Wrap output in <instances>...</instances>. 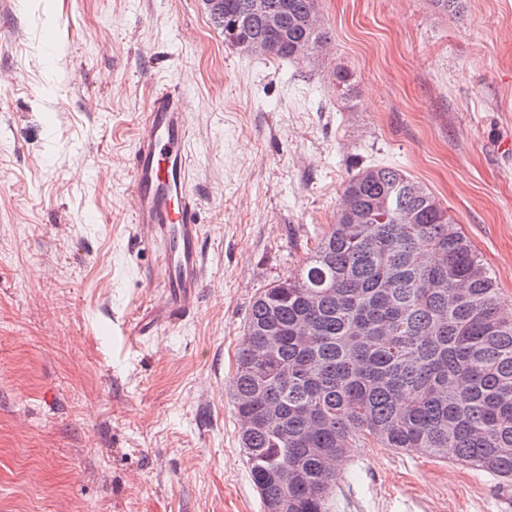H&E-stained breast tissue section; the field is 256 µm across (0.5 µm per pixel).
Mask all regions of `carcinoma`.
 <instances>
[{"mask_svg":"<svg viewBox=\"0 0 512 512\" xmlns=\"http://www.w3.org/2000/svg\"><path fill=\"white\" fill-rule=\"evenodd\" d=\"M224 0V42L281 59L327 41L318 0ZM300 273L254 299L229 394L263 507L328 512L346 448L423 449L512 486V316L471 242L388 166L346 182ZM288 471V483L279 481Z\"/></svg>","mask_w":512,"mask_h":512,"instance_id":"carcinoma-1","label":"carcinoma"}]
</instances>
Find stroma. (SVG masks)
Returning <instances> with one entry per match:
<instances>
[{
  "label": "stroma",
  "instance_id": "stroma-1",
  "mask_svg": "<svg viewBox=\"0 0 512 512\" xmlns=\"http://www.w3.org/2000/svg\"><path fill=\"white\" fill-rule=\"evenodd\" d=\"M318 5L329 47L277 59L225 44L201 0H0V512H262L236 353L360 168L426 186L512 313V0ZM157 88L184 94L206 264L175 325L127 194ZM330 512H512V488L359 445Z\"/></svg>",
  "mask_w": 512,
  "mask_h": 512
}]
</instances>
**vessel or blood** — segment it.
Instances as JSON below:
<instances>
[{"label":"vessel or blood","mask_w":512,"mask_h":512,"mask_svg":"<svg viewBox=\"0 0 512 512\" xmlns=\"http://www.w3.org/2000/svg\"><path fill=\"white\" fill-rule=\"evenodd\" d=\"M189 137L183 100L169 90L155 92L140 124L128 198L141 245L161 258L168 301L163 319L170 324L195 309L205 278L199 198L189 183Z\"/></svg>","instance_id":"vessel-or-blood-1"}]
</instances>
